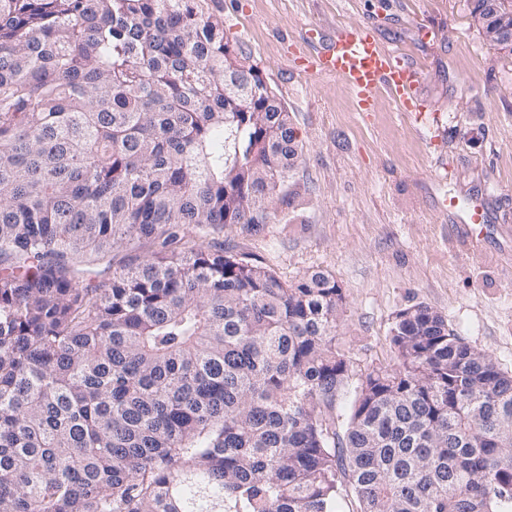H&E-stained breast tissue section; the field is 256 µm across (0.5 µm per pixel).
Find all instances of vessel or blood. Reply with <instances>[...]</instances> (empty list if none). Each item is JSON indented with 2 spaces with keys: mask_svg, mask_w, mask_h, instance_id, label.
<instances>
[{
  "mask_svg": "<svg viewBox=\"0 0 512 512\" xmlns=\"http://www.w3.org/2000/svg\"><path fill=\"white\" fill-rule=\"evenodd\" d=\"M311 72L339 78L362 111H370L382 96H389L398 111L415 109L413 91L421 75L394 52L382 48L368 29H346L337 34L332 46L314 57ZM485 221L481 206L469 209L458 235L469 242L483 240L479 226Z\"/></svg>",
  "mask_w": 512,
  "mask_h": 512,
  "instance_id": "obj_1",
  "label": "vessel or blood"
}]
</instances>
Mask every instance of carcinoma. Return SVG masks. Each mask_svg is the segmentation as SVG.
<instances>
[{"mask_svg":"<svg viewBox=\"0 0 512 512\" xmlns=\"http://www.w3.org/2000/svg\"><path fill=\"white\" fill-rule=\"evenodd\" d=\"M203 2L0 0V512H512V375L441 315L357 374L332 274L189 245L299 158ZM159 246L153 242H143L137 249H131L126 245H120L112 249V263L114 266H118L121 262H128L131 256H138L140 260L150 258L153 253L158 250Z\"/></svg>","mask_w":512,"mask_h":512,"instance_id":"cac0c4a2","label":"carcinoma"}]
</instances>
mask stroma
<instances>
[{
  "instance_id": "obj_1",
  "label": "stroma",
  "mask_w": 512,
  "mask_h": 512,
  "mask_svg": "<svg viewBox=\"0 0 512 512\" xmlns=\"http://www.w3.org/2000/svg\"><path fill=\"white\" fill-rule=\"evenodd\" d=\"M224 35L284 105L300 147L273 223L191 237L293 281L322 269L347 296L337 332L356 369L386 365L395 312L423 303L512 373V57L488 44L471 0H210ZM418 66L431 130L389 97L359 111L344 83L307 73L345 26ZM455 199L456 210L446 200ZM488 226L457 241L470 202Z\"/></svg>"
}]
</instances>
